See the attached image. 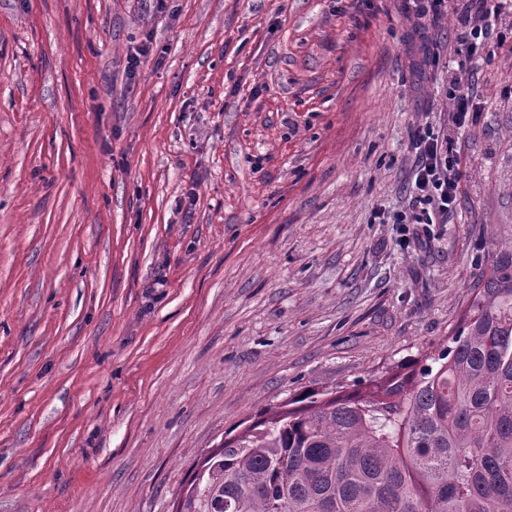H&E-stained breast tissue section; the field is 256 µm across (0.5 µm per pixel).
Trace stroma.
<instances>
[{
	"mask_svg": "<svg viewBox=\"0 0 512 512\" xmlns=\"http://www.w3.org/2000/svg\"><path fill=\"white\" fill-rule=\"evenodd\" d=\"M464 9L0 0V512H175L249 414L451 335L512 225V0L453 212L394 218Z\"/></svg>",
	"mask_w": 512,
	"mask_h": 512,
	"instance_id": "1",
	"label": "stroma"
}]
</instances>
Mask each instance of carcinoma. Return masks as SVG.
<instances>
[{"label":"carcinoma","mask_w":512,"mask_h":512,"mask_svg":"<svg viewBox=\"0 0 512 512\" xmlns=\"http://www.w3.org/2000/svg\"><path fill=\"white\" fill-rule=\"evenodd\" d=\"M474 292L373 391L302 392L224 435L176 512H512V233Z\"/></svg>","instance_id":"carcinoma-1"}]
</instances>
